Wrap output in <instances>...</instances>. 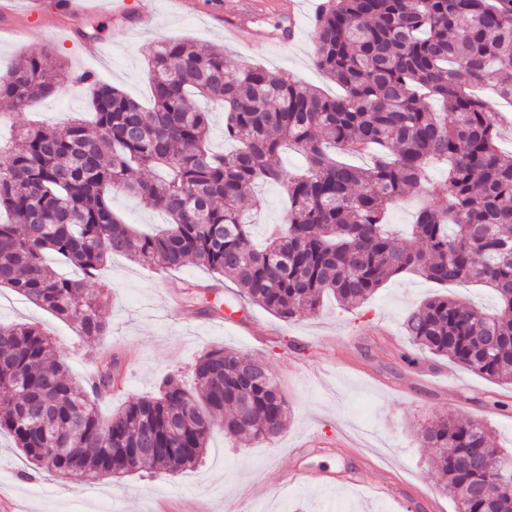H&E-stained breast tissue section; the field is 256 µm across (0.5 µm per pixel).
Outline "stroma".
Listing matches in <instances>:
<instances>
[{"instance_id": "obj_1", "label": "stroma", "mask_w": 512, "mask_h": 512, "mask_svg": "<svg viewBox=\"0 0 512 512\" xmlns=\"http://www.w3.org/2000/svg\"><path fill=\"white\" fill-rule=\"evenodd\" d=\"M175 11L169 0H154L156 16L147 28L121 17L78 14L71 0H44L47 25H26L24 43L11 29L25 25L23 16L0 21V72L20 55L52 47L64 67L60 95L34 102L12 113L0 137L36 121L62 122L71 113L90 109L87 95L72 85L73 75L88 71L103 82L148 100L147 61L159 41L181 38L220 46L231 66L260 64L290 72L299 81L336 94L337 88L313 63V23L301 18L292 39L273 35L277 13L256 15L257 36L225 39L214 13L235 11L239 0H188ZM101 26L97 44L101 61L84 59L76 44L64 40L59 27ZM287 204L276 184L256 188L247 201L255 242L269 225L281 223ZM208 272L187 264L163 272L121 256L102 271L109 290L99 293L109 332L97 340L78 336L51 313L7 288H0V322L37 326L53 342L74 379L115 356L127 362L123 392L99 404L110 415L123 403L155 395L163 376L178 375L195 389L193 368L198 356L217 347L261 360L288 403L284 430L259 442H242L215 430L200 465L172 475L152 470L121 479L80 483L62 480L34 468L10 440L0 437V483L11 486L27 512H154L161 498L184 506L203 502L208 512H455L449 496L439 490V477L417 434L443 417L478 421L498 447L512 453V384L485 378L414 346L404 330L407 313L436 295L457 297L491 309L496 299L475 283L442 286L417 273L386 281L361 307L346 309L331 298L315 311L286 323L265 309L224 312V327H204L198 308L203 301L186 298L182 310L165 308L164 297L181 290L186 280L208 279ZM335 440L332 448H315L307 470L330 472L332 489L300 481L280 487L275 473L293 462L295 443L308 434Z\"/></svg>"}]
</instances>
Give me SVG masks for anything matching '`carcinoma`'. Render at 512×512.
Masks as SVG:
<instances>
[{"label": "carcinoma", "mask_w": 512, "mask_h": 512, "mask_svg": "<svg viewBox=\"0 0 512 512\" xmlns=\"http://www.w3.org/2000/svg\"><path fill=\"white\" fill-rule=\"evenodd\" d=\"M313 43L316 67L341 94L257 65L232 68L224 48L184 39L158 42L148 108L91 73L76 76L93 120L28 127L0 146V287L96 338L108 325L86 284L114 255L162 271L196 263L286 323L326 294L359 307L418 270L439 285L484 283L499 306L487 313L437 295L407 314V336L511 381L512 157L498 151L495 113L470 88L512 100V0H322ZM62 66L46 49L26 52L0 74V103L22 111L58 94ZM213 108L224 110V138L239 144L232 153L207 148ZM288 143L304 155L299 176L281 166ZM361 155L362 166L345 160ZM441 164L448 177L437 183L429 170ZM261 181L285 187L288 209L257 249L238 204ZM117 191L164 212L167 227L147 234L122 223ZM410 195L421 198L418 249L384 227ZM47 255L79 277L58 274ZM247 366L237 351L208 350L194 368L200 394L170 374L157 396L105 419L42 331L0 323V436L61 479L188 470L217 428L245 441L284 429L285 398L268 371L245 378ZM145 437L155 451L138 454ZM419 442L457 512H512V484L492 498L476 492L507 461L486 426L441 420Z\"/></svg>", "instance_id": "1"}]
</instances>
